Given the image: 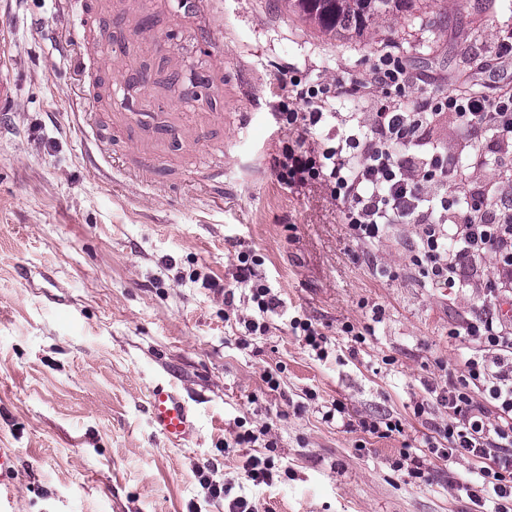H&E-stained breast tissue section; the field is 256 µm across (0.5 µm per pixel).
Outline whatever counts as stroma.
Masks as SVG:
<instances>
[{
  "label": "stroma",
  "instance_id": "35a3bbf8",
  "mask_svg": "<svg viewBox=\"0 0 512 512\" xmlns=\"http://www.w3.org/2000/svg\"><path fill=\"white\" fill-rule=\"evenodd\" d=\"M89 2L82 27L51 0H0L14 55L0 70L13 89L0 105V448L22 472L10 512H224L204 475L256 512H483L452 487L474 462L427 446L446 444L438 395L484 353L461 327L496 313L512 328V304L486 294L494 264L468 287L438 288L411 262L417 225L352 241L321 186L279 182L296 134L276 92L292 74L365 78L383 49L410 63L414 96L483 88L512 31L507 0H417L335 40L282 0H218L209 25L184 6L149 8L125 28ZM476 29L482 42L469 40ZM105 31L117 49L107 70ZM117 110L224 122L197 148L173 145L145 179ZM242 252L281 302L262 335L246 330L254 310L232 278ZM296 316L324 334L327 358L292 329ZM159 382L195 413L178 446L151 426ZM381 418L402 433L363 430ZM262 426L254 445L236 444L240 428ZM405 451L423 477L396 471ZM251 455L273 459V485L247 479Z\"/></svg>",
  "mask_w": 512,
  "mask_h": 512
}]
</instances>
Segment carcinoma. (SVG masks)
I'll return each instance as SVG.
<instances>
[{"label": "carcinoma", "instance_id": "obj_1", "mask_svg": "<svg viewBox=\"0 0 512 512\" xmlns=\"http://www.w3.org/2000/svg\"><path fill=\"white\" fill-rule=\"evenodd\" d=\"M300 21L331 38L347 33L361 36L381 16L395 14L414 0H283Z\"/></svg>", "mask_w": 512, "mask_h": 512}]
</instances>
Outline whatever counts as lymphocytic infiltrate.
Here are the masks:
<instances>
[{
  "mask_svg": "<svg viewBox=\"0 0 512 512\" xmlns=\"http://www.w3.org/2000/svg\"><path fill=\"white\" fill-rule=\"evenodd\" d=\"M414 74L407 60L376 55L367 78L302 85L300 78L281 82L284 98L295 99L285 119L309 131L331 120L330 146L314 149L304 142L286 148L278 178L288 186L319 182L341 207L353 239L375 241L393 225L415 224L419 242L411 260L433 286L467 287L478 265L491 259L497 276L488 283L492 297L512 288V194L471 178L473 170L494 163L512 171V84L476 94L446 92L413 97ZM348 98L365 112L332 111L331 102ZM452 118L466 150L464 167H453L433 130ZM490 137L496 149L482 153L478 141ZM256 258L239 254L233 278L249 288L257 313L251 331L267 329L266 318L278 302L257 274ZM464 334L495 351L503 367L491 372L486 358L468 359L458 385L442 398L452 418L442 458L466 452L480 462L476 478L458 479L457 490L477 503L492 501L494 512H512V330L494 317L468 321ZM488 389L501 413L489 421L473 394Z\"/></svg>",
  "mask_w": 512,
  "mask_h": 512,
  "instance_id": "f902f5d3",
  "label": "lymphocytic infiltrate"
}]
</instances>
